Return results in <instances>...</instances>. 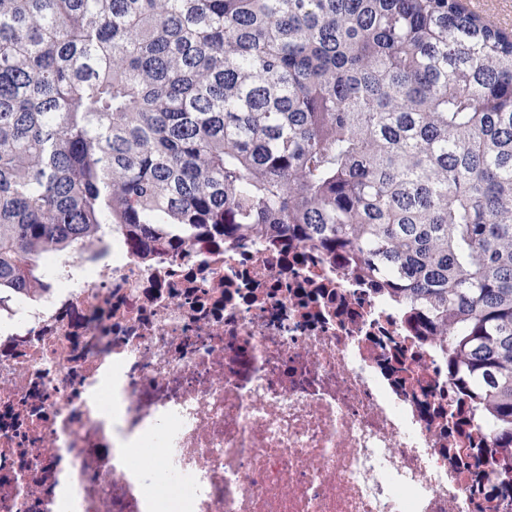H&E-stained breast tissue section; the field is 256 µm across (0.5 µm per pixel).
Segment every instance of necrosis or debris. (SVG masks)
<instances>
[{"label": "necrosis or debris", "instance_id": "1", "mask_svg": "<svg viewBox=\"0 0 512 512\" xmlns=\"http://www.w3.org/2000/svg\"><path fill=\"white\" fill-rule=\"evenodd\" d=\"M0 303V512H512L448 350L359 263L195 228ZM148 448L159 477L133 460Z\"/></svg>", "mask_w": 512, "mask_h": 512}]
</instances>
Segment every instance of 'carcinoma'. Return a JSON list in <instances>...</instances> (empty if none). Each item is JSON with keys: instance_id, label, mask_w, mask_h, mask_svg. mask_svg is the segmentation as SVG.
Wrapping results in <instances>:
<instances>
[{"instance_id": "1", "label": "carcinoma", "mask_w": 512, "mask_h": 512, "mask_svg": "<svg viewBox=\"0 0 512 512\" xmlns=\"http://www.w3.org/2000/svg\"><path fill=\"white\" fill-rule=\"evenodd\" d=\"M114 224L362 259L512 449V33L459 0H0V300Z\"/></svg>"}]
</instances>
